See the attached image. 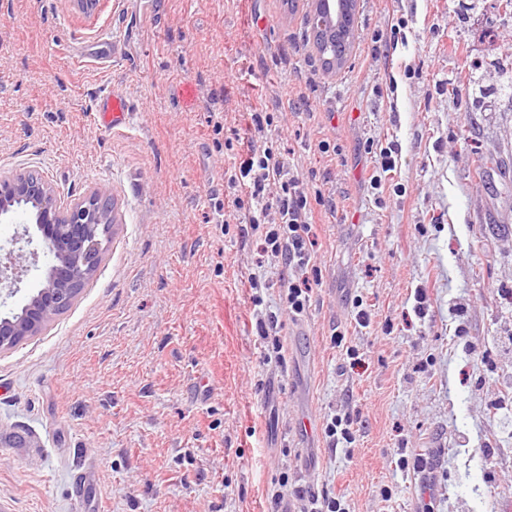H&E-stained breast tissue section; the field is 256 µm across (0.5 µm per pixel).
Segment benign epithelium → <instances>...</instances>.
I'll use <instances>...</instances> for the list:
<instances>
[{
	"label": "benign epithelium",
	"mask_w": 512,
	"mask_h": 512,
	"mask_svg": "<svg viewBox=\"0 0 512 512\" xmlns=\"http://www.w3.org/2000/svg\"><path fill=\"white\" fill-rule=\"evenodd\" d=\"M336 0H312L311 21L316 28L336 29ZM26 208L53 256L42 287L11 317L0 318V351L10 350L40 334L67 309L94 275L106 241L114 227L107 188L101 186L66 207L57 188L35 169L0 174V217ZM26 256L0 254V286L14 285L24 272ZM22 443L38 448L37 438L0 433V447Z\"/></svg>",
	"instance_id": "1"
}]
</instances>
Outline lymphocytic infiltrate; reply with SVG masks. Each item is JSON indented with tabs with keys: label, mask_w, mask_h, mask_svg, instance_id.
Instances as JSON below:
<instances>
[{
	"label": "lymphocytic infiltrate",
	"mask_w": 512,
	"mask_h": 512,
	"mask_svg": "<svg viewBox=\"0 0 512 512\" xmlns=\"http://www.w3.org/2000/svg\"><path fill=\"white\" fill-rule=\"evenodd\" d=\"M229 184L244 189V197L235 198L234 205L239 209L247 208L249 224L264 226L262 241L265 250L283 256L287 266L300 270V277L288 281L286 301L292 311H304L312 284L317 279V271L311 266L307 249L312 221L307 185L290 173L281 154L268 147L251 151L238 172L230 175ZM272 184L280 188L273 199L266 195L267 186ZM272 206L278 209V223L262 225V216Z\"/></svg>",
	"instance_id": "lymphocytic-infiltrate-1"
}]
</instances>
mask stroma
I'll list each match as a JSON object with an SVG mask.
<instances>
[{
    "instance_id": "35a3bbf8",
    "label": "stroma",
    "mask_w": 512,
    "mask_h": 512,
    "mask_svg": "<svg viewBox=\"0 0 512 512\" xmlns=\"http://www.w3.org/2000/svg\"><path fill=\"white\" fill-rule=\"evenodd\" d=\"M310 7L0 0V174L39 170L65 203L107 187L116 219L73 304L0 353V431L41 441L0 447V512H268L275 494L294 512L335 495L347 512H512V99L495 92L512 8L358 0L329 74ZM112 91L134 112L119 132L94 116ZM255 109L274 117L263 139ZM269 141L325 198L299 315L227 183ZM11 249L37 262L0 317L51 264L28 215L0 221ZM334 414L357 420L350 447L325 434ZM80 470L97 479L83 509Z\"/></svg>"
}]
</instances>
